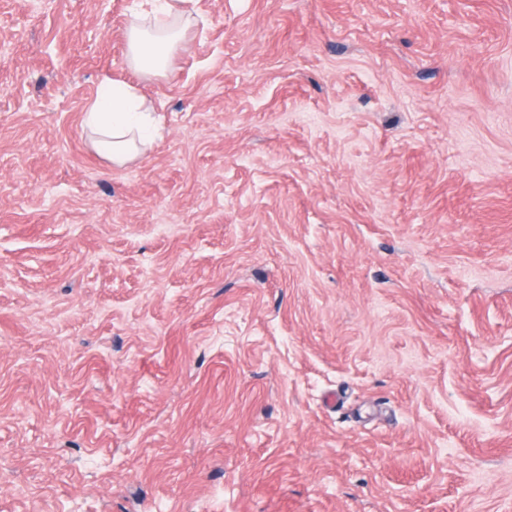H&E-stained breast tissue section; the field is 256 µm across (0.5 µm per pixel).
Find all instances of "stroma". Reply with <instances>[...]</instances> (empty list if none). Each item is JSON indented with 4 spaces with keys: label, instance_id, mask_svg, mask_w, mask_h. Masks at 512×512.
<instances>
[{
    "label": "stroma",
    "instance_id": "1",
    "mask_svg": "<svg viewBox=\"0 0 512 512\" xmlns=\"http://www.w3.org/2000/svg\"><path fill=\"white\" fill-rule=\"evenodd\" d=\"M134 2L0 0V512H512V0ZM181 33L174 30L165 35L152 36L144 29L132 27L128 35V56L133 66L143 72L163 73L170 55L179 43ZM84 111V124L93 134L94 148L112 164L134 160L153 142L150 110L131 86L113 83L109 94L88 102Z\"/></svg>",
    "mask_w": 512,
    "mask_h": 512
}]
</instances>
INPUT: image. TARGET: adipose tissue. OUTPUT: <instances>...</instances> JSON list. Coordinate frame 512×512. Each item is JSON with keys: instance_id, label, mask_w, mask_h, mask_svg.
I'll return each instance as SVG.
<instances>
[{"instance_id": "ef3b65f1", "label": "adipose tissue", "mask_w": 512, "mask_h": 512, "mask_svg": "<svg viewBox=\"0 0 512 512\" xmlns=\"http://www.w3.org/2000/svg\"><path fill=\"white\" fill-rule=\"evenodd\" d=\"M180 38L177 30L153 36L142 28H131L128 35L130 61L146 73L164 72ZM84 124L93 135L92 144L97 152L115 165L134 160L141 149L153 141L150 110L133 87L125 84L113 85L109 94L88 102Z\"/></svg>"}]
</instances>
